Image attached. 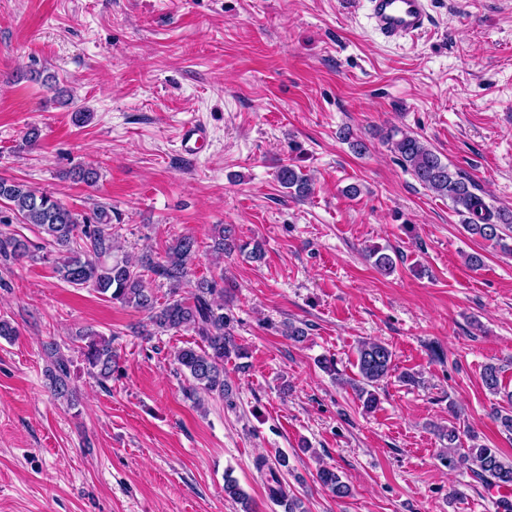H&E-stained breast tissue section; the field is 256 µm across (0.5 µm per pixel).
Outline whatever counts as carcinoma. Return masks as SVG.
<instances>
[{"label":"carcinoma","instance_id":"cac0c4a2","mask_svg":"<svg viewBox=\"0 0 512 512\" xmlns=\"http://www.w3.org/2000/svg\"><path fill=\"white\" fill-rule=\"evenodd\" d=\"M399 162L410 169L420 184L440 197L448 199L456 213L468 217L464 228L471 235L492 241L505 253H512V246L505 242L504 230L512 231V210L492 209L475 193L476 187L469 178L451 171L448 164L418 138L395 130L387 135ZM276 178L281 187L289 190L292 197L304 199L312 190L307 175L291 164L279 167ZM0 203L12 212L22 224H33L44 234V240L56 252L55 271L64 282L76 288H91L108 300L149 313L153 333L178 332L190 328L199 338L197 346L176 351L174 359L181 373L191 380L188 396L201 393L230 399L229 385L224 380V360L234 357L240 360L237 369L245 372L250 364L244 361L247 354L236 343L230 329V318L224 315V304L217 297L224 296V285L216 280L200 279L191 297L179 296V288L187 279L196 252V240L189 235L174 236L168 241L164 256L154 260L144 254L138 259L115 258L112 210L100 206L94 211V222L74 212L53 195L37 191L9 178L0 177ZM83 247L77 249V240ZM212 251L224 254L247 253L254 262L264 259V249L258 241L241 244L231 231L218 224L212 236ZM0 256L5 258H32L28 243L15 237L0 238ZM368 257L380 271L391 273L395 269L393 258L371 248ZM152 275L163 280L169 291L165 300L145 286L146 277ZM82 347L84 362L100 382L112 379L116 368L112 341L96 334L84 336ZM44 353L50 360L47 380L54 395L64 398L70 393V363L57 342L44 345ZM357 378L349 381L364 408L372 410L379 404V386L394 371V353L388 345L378 341H364L356 349ZM501 367L489 363L484 366L481 380L489 393L503 395L511 406L508 412L497 411V420L503 430L512 435V391L503 386ZM450 468H464L488 486L509 489L512 487V462L501 458L498 450L480 444H472L459 453H446L441 457ZM254 467L265 478L271 500L287 507L286 512H305L302 501L288 494L277 466L259 456ZM319 483L338 498L350 496V486L330 467H322L317 473ZM224 496L243 507V512H253L247 494L236 479L224 477Z\"/></svg>","mask_w":512,"mask_h":512}]
</instances>
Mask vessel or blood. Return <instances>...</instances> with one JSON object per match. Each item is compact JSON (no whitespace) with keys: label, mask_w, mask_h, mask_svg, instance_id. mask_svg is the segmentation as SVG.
I'll return each instance as SVG.
<instances>
[{"label":"vessel or blood","mask_w":512,"mask_h":512,"mask_svg":"<svg viewBox=\"0 0 512 512\" xmlns=\"http://www.w3.org/2000/svg\"><path fill=\"white\" fill-rule=\"evenodd\" d=\"M370 19L375 30L385 39L415 38L427 29L430 19L427 0H369ZM208 143L206 128L188 123L182 128L183 154L194 156Z\"/></svg>","instance_id":"vessel-or-blood-1"}]
</instances>
